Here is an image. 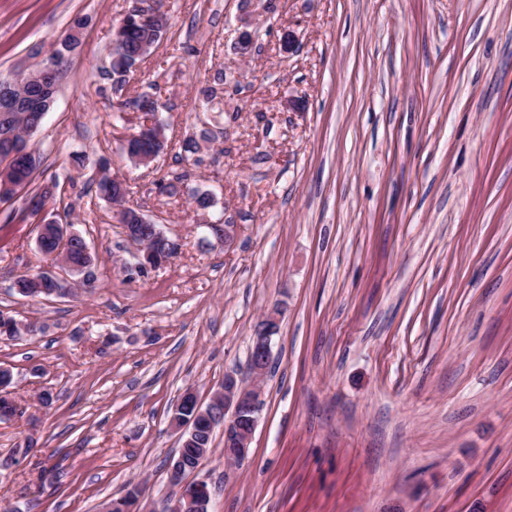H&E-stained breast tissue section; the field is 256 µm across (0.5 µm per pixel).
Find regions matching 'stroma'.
I'll return each instance as SVG.
<instances>
[{"label": "stroma", "instance_id": "stroma-1", "mask_svg": "<svg viewBox=\"0 0 512 512\" xmlns=\"http://www.w3.org/2000/svg\"><path fill=\"white\" fill-rule=\"evenodd\" d=\"M130 5L0 0V77L79 32L30 137L32 188L54 186L46 220L94 255L93 290L15 295L47 262L32 188L0 202V313L42 327L0 340L26 409L0 421V458H17L0 512H101L138 482L145 502L168 497L178 397L251 382L274 306L250 455L225 463L218 429L199 472L211 512H512V0H164L161 41L117 89ZM154 87L169 147L138 167L126 103ZM101 158L179 240L169 262L129 268Z\"/></svg>", "mask_w": 512, "mask_h": 512}]
</instances>
